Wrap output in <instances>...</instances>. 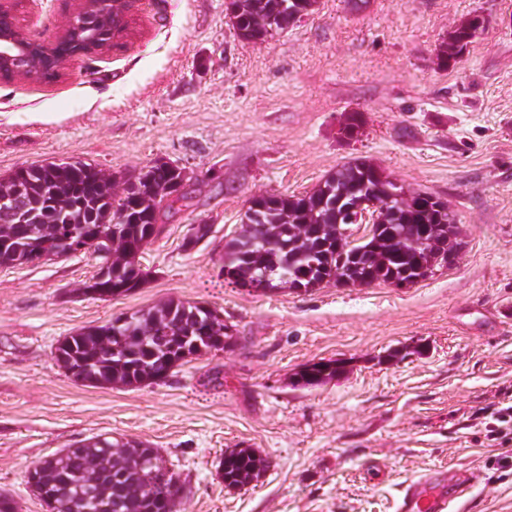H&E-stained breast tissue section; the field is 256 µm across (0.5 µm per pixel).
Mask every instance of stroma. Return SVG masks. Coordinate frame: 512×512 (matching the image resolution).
Wrapping results in <instances>:
<instances>
[{
    "label": "stroma",
    "instance_id": "35a3bbf8",
    "mask_svg": "<svg viewBox=\"0 0 512 512\" xmlns=\"http://www.w3.org/2000/svg\"><path fill=\"white\" fill-rule=\"evenodd\" d=\"M73 8L14 4L37 40ZM474 13L487 27L439 66L438 44ZM352 111L366 126L349 141ZM357 156L447 201L465 242L456 268L409 288L220 285L251 197L311 190ZM73 158L120 182L168 162L193 194L146 245L152 277L127 295H82L100 263L90 250L0 267V494L18 512H47L33 463L99 435L157 448L180 512H395L401 486L440 468L480 473L459 512H512V474L487 466L490 414L512 402V0H318L263 43L236 36L225 0H141L120 47L51 81L0 78V178ZM199 224L210 234L185 249ZM171 298L216 308L231 345L136 388L85 386L57 365L64 336ZM322 359L347 373L291 385ZM230 448L270 466L227 488Z\"/></svg>",
    "mask_w": 512,
    "mask_h": 512
}]
</instances>
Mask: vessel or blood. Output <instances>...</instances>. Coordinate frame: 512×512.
<instances>
[{
  "instance_id": "1",
  "label": "vessel or blood",
  "mask_w": 512,
  "mask_h": 512,
  "mask_svg": "<svg viewBox=\"0 0 512 512\" xmlns=\"http://www.w3.org/2000/svg\"><path fill=\"white\" fill-rule=\"evenodd\" d=\"M476 476L460 472L454 476L426 474L406 484L396 501L395 512H455L470 493Z\"/></svg>"
}]
</instances>
